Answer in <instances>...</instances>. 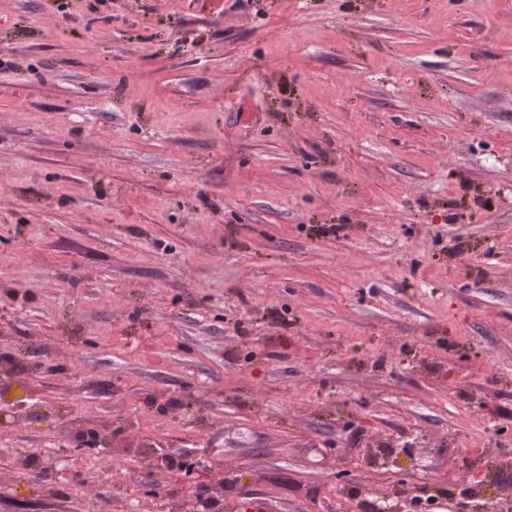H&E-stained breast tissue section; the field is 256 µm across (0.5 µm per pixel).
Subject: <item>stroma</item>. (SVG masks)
Instances as JSON below:
<instances>
[{"label": "stroma", "instance_id": "35a3bbf8", "mask_svg": "<svg viewBox=\"0 0 512 512\" xmlns=\"http://www.w3.org/2000/svg\"><path fill=\"white\" fill-rule=\"evenodd\" d=\"M272 512L512 475V0H0V369ZM0 433V512L22 489Z\"/></svg>", "mask_w": 512, "mask_h": 512}]
</instances>
